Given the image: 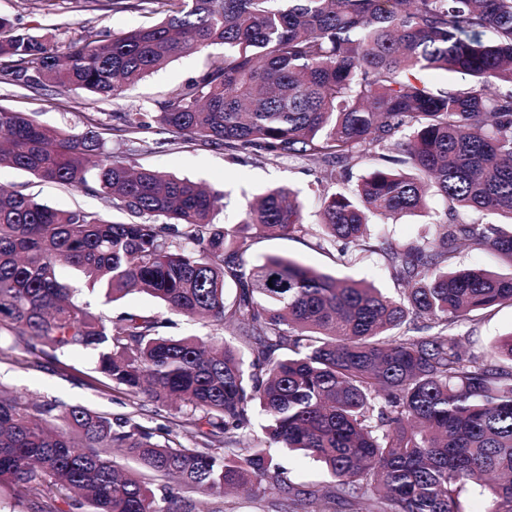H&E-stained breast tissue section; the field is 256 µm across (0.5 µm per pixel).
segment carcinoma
<instances>
[{
    "mask_svg": "<svg viewBox=\"0 0 512 512\" xmlns=\"http://www.w3.org/2000/svg\"><path fill=\"white\" fill-rule=\"evenodd\" d=\"M108 2L162 20L59 51L0 17V84L117 99L175 57L224 55L157 111L90 113L78 131L0 107V167L130 217L0 189V333L52 360L96 352L113 388L186 414L194 442L134 415L0 393V488L34 509L55 487L70 512H195L184 493L253 483L317 512H463V494L484 489L488 512H512V332L475 354L458 331L512 303V226L465 219L512 216V0ZM430 71L471 86L439 87ZM153 128L211 150L316 159L331 180L371 163L322 201L319 246H339L344 264L372 219L423 213L430 197L443 217L421 242L381 243L397 297L286 256L248 261L258 235L307 233L301 205L273 188L233 228L214 223L221 191L112 154V133L135 143ZM463 245L511 270L454 267ZM63 264L114 301L144 292L188 320L231 324L238 344L164 336L154 315L103 318L73 300ZM272 447L315 459L332 481L319 495L294 486Z\"/></svg>",
    "mask_w": 512,
    "mask_h": 512,
    "instance_id": "carcinoma-1",
    "label": "carcinoma"
}]
</instances>
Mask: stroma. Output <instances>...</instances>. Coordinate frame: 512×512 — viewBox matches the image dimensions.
Wrapping results in <instances>:
<instances>
[{
	"label": "stroma",
	"mask_w": 512,
	"mask_h": 512,
	"mask_svg": "<svg viewBox=\"0 0 512 512\" xmlns=\"http://www.w3.org/2000/svg\"><path fill=\"white\" fill-rule=\"evenodd\" d=\"M0 16L23 27L50 28L56 32L58 49H66L71 39L85 36L99 38L108 33H121L148 24L144 14L112 12L111 8L92 4L91 0H63L61 7L47 12L39 0H0ZM223 47L175 58L159 71L128 87L118 100H105L83 90H72L50 97L44 91L0 85V105L29 113L38 122L66 130L81 129L86 114L91 112H126L139 107L151 108L172 91L198 79L210 57L222 55ZM115 156L136 167L166 174L188 177L204 185L219 189L224 199L214 221L231 226L240 223L246 209L264 191L284 187L297 194L302 204V221L317 224L321 210V196L326 185L322 163L302 159H275L257 153L228 154L213 151L191 141L172 140L168 135L144 134L142 142L131 143L113 136ZM0 186L36 197L50 206L64 209L102 210L105 202L97 196L76 192L61 185L38 180L31 175L0 168ZM431 212L423 215H405L389 223L374 222L369 243L371 249L362 253L353 265L338 261L334 248H319L315 233L292 234L286 237L254 238L247 252L248 259L266 254H278L296 259L305 265L340 277L367 278L395 293V283L378 250L383 240L401 243L415 241L432 233L437 212L442 205L432 201ZM63 279L74 290L76 299L92 312L106 318L121 312L154 314L165 323L164 333L181 337H205L212 333L211 325L191 322L167 311L152 297L134 293L118 302H110L104 292L91 288L75 269L61 271ZM467 336V347L481 351L490 341L512 332V305L495 307L491 312L477 316L460 328ZM93 352L72 353L59 360L39 358L29 353L14 336L0 335V387L14 392L22 399L37 402H62L83 406L114 416L134 414L150 427L165 426L179 433L187 427L181 415L141 397L133 399L113 389L111 383L96 369ZM277 462L288 472L291 483L305 490H319L329 477L320 464L296 459L287 451L276 453ZM200 512H312L310 501L288 504L277 495L260 496L250 492L233 494L222 499L197 498Z\"/></svg>",
	"instance_id": "obj_1"
}]
</instances>
